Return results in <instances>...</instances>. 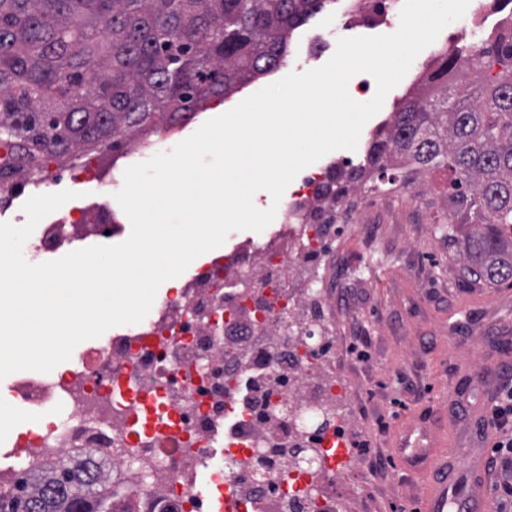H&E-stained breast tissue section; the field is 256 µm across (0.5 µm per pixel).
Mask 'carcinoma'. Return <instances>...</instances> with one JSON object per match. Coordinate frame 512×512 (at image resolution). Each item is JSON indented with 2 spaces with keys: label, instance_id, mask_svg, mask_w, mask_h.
I'll return each mask as SVG.
<instances>
[{
  "label": "carcinoma",
  "instance_id": "carcinoma-1",
  "mask_svg": "<svg viewBox=\"0 0 512 512\" xmlns=\"http://www.w3.org/2000/svg\"><path fill=\"white\" fill-rule=\"evenodd\" d=\"M335 0H0V145L3 178L75 164L149 133L160 116L177 124L283 66L296 29ZM437 86L401 103L368 147L367 187L408 186L387 151L413 172L444 167L448 245L476 281L512 280V29L437 57ZM498 71H493V68ZM480 76L450 93L444 78ZM0 512H113L90 452L20 471L0 489Z\"/></svg>",
  "mask_w": 512,
  "mask_h": 512
}]
</instances>
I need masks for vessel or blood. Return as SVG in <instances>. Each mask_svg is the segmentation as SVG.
<instances>
[{
  "label": "vessel or blood",
  "instance_id": "obj_1",
  "mask_svg": "<svg viewBox=\"0 0 512 512\" xmlns=\"http://www.w3.org/2000/svg\"><path fill=\"white\" fill-rule=\"evenodd\" d=\"M438 437L428 443L414 438L405 430L398 446L399 456L411 474L433 471L435 479L425 501L424 512H448L449 504H457L459 512H488L484 495L486 476L476 470L466 458H446L438 453Z\"/></svg>",
  "mask_w": 512,
  "mask_h": 512
}]
</instances>
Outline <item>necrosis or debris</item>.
<instances>
[{"mask_svg": "<svg viewBox=\"0 0 512 512\" xmlns=\"http://www.w3.org/2000/svg\"><path fill=\"white\" fill-rule=\"evenodd\" d=\"M335 169L306 174L278 213L281 228L246 245L232 261L215 256L175 297L128 334L85 349L63 372L22 380L10 391L32 427L14 447L28 463L52 461L71 448H106L100 476L112 486L114 512H201L187 485L209 472L228 484L243 512H349L337 497L343 476L328 457L290 467L276 454L256 470L257 451L288 444L295 434H344L359 412L338 398L333 352L304 355L286 323L309 326L315 343L332 338L317 318L331 284L317 251L336 232ZM108 210L72 205L41 225L32 263L72 243L77 233L117 232Z\"/></svg>", "mask_w": 512, "mask_h": 512, "instance_id": "necrosis-or-debris-1", "label": "necrosis or debris"}]
</instances>
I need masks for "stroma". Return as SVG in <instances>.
<instances>
[{"label": "stroma", "instance_id": "1", "mask_svg": "<svg viewBox=\"0 0 512 512\" xmlns=\"http://www.w3.org/2000/svg\"><path fill=\"white\" fill-rule=\"evenodd\" d=\"M481 2V26H473L467 14L448 24L365 124L356 150L332 151L321 165L347 157L360 161L403 96L431 72L434 52L468 46L497 31L503 11L494 9L493 0ZM400 10L392 5L388 23H372L350 13L345 0H336L295 31L284 66L221 104H210L173 136L156 142L154 150H169L207 120L295 71L298 59L307 58L312 69L323 65L338 38L395 33ZM316 42L322 50L310 53ZM148 158L145 151L107 158L101 165L113 174L103 181L51 178L28 185L25 194L70 190L91 206L113 209L121 188L114 175ZM451 182L450 172L440 168L423 173L418 188L365 193L361 222L345 225L321 258V274L342 292L340 301L324 311L336 327V380L373 408L346 436L350 457L339 487L351 498L352 512H420L433 475L408 478L397 458L399 430L428 424L441 435L449 455L468 456L470 424L485 417V396L500 384L502 360L512 361V285L472 282L444 240L439 219Z\"/></svg>", "mask_w": 512, "mask_h": 512}]
</instances>
